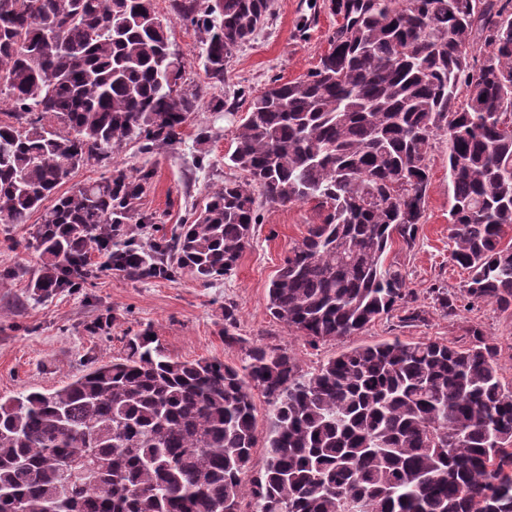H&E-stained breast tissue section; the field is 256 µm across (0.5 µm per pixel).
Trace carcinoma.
<instances>
[{
  "label": "carcinoma",
  "mask_w": 512,
  "mask_h": 512,
  "mask_svg": "<svg viewBox=\"0 0 512 512\" xmlns=\"http://www.w3.org/2000/svg\"><path fill=\"white\" fill-rule=\"evenodd\" d=\"M341 18L318 65L251 96L224 164L243 178L207 195L171 237L142 210L154 169L114 164L183 140L201 107L155 0H0V223L25 224L29 287L80 288L100 267L207 282L235 270L259 202L313 201L319 222L266 293L272 318L316 346L394 311L421 320L386 263L415 246L428 153L448 136L450 259L466 298L512 308V0H328ZM272 0H172L199 34L209 83ZM483 48L474 61L475 45ZM106 168L61 193L74 170ZM498 344L398 337L312 371L254 346L239 366L181 360L146 329L65 385L0 398V512H512V382ZM269 406L266 455L249 480ZM93 470L69 482L73 463Z\"/></svg>",
  "instance_id": "cac0c4a2"
}]
</instances>
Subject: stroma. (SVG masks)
<instances>
[{
  "mask_svg": "<svg viewBox=\"0 0 512 512\" xmlns=\"http://www.w3.org/2000/svg\"><path fill=\"white\" fill-rule=\"evenodd\" d=\"M167 22L171 42L188 59L185 82L202 86V108L183 141L158 154H143L129 142L116 163L133 170L155 168L143 208L157 218L159 234L171 235L194 209L203 207L207 193L224 179L237 177L224 165L236 128L254 95L278 79L284 82L310 71L329 47L338 19L327 0H273L272 14L250 42L238 48L223 82L208 83L195 58L198 36L172 9L171 0H155ZM211 138L198 146V128ZM206 149L204 167H196L199 149ZM431 185L419 238L413 250L392 246L387 260L406 277L421 321L401 322L391 315L356 336L339 337L316 346L274 320L266 308V291L288 250L317 223L314 203L261 205L253 240L236 269L204 283L190 273L175 280H135L108 271L83 288L34 299L28 286L38 267V254L28 244L30 225L0 224V397L20 392H47L77 375L89 361L120 356L127 336L151 329L167 351L183 360L215 357L241 364L254 345L289 351L310 371L340 352L396 337L406 340L458 341L468 329L479 327L499 346L497 363L504 381H512V310L468 302L467 273L451 262L448 228V153L445 140L429 151ZM456 299L455 316L439 308L435 290ZM233 306L232 327L237 341L224 342V308ZM110 325L96 330L101 318Z\"/></svg>",
  "mask_w": 512,
  "mask_h": 512,
  "instance_id": "obj_1",
  "label": "stroma"
}]
</instances>
